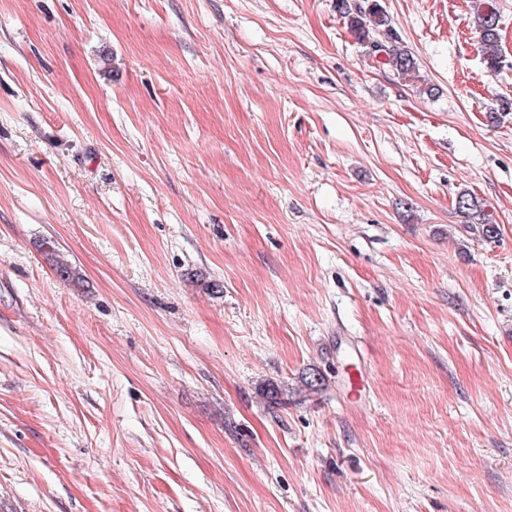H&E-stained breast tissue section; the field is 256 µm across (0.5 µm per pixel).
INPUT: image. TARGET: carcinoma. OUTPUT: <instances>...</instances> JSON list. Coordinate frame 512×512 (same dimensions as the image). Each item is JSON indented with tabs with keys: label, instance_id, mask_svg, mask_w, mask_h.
Wrapping results in <instances>:
<instances>
[{
	"label": "carcinoma",
	"instance_id": "carcinoma-1",
	"mask_svg": "<svg viewBox=\"0 0 512 512\" xmlns=\"http://www.w3.org/2000/svg\"><path fill=\"white\" fill-rule=\"evenodd\" d=\"M366 6L356 9L347 5V0H339L340 12L357 41L374 56L386 55V61L398 74L409 77L417 69L414 55L398 45L393 37L391 20L379 0H364ZM475 29L478 34L483 62L486 69L495 72L499 68L502 55L499 16L491 0H476ZM457 210L468 218H481L483 232L491 236L496 233L495 225L483 216V207L479 200L467 192L456 198ZM47 256L56 275L65 282L79 283L75 269L58 251L50 247Z\"/></svg>",
	"mask_w": 512,
	"mask_h": 512
}]
</instances>
